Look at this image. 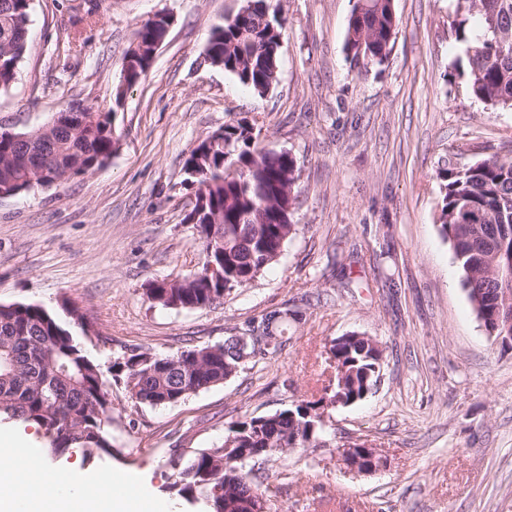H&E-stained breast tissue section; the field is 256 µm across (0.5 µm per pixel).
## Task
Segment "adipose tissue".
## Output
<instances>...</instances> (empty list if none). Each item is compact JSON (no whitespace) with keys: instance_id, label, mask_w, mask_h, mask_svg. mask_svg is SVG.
I'll return each instance as SVG.
<instances>
[{"instance_id":"obj_1","label":"adipose tissue","mask_w":512,"mask_h":512,"mask_svg":"<svg viewBox=\"0 0 512 512\" xmlns=\"http://www.w3.org/2000/svg\"><path fill=\"white\" fill-rule=\"evenodd\" d=\"M133 495L111 474L77 479L64 469H32L12 437L0 439V512H134Z\"/></svg>"}]
</instances>
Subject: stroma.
Segmentation results:
<instances>
[{
    "instance_id": "1",
    "label": "stroma",
    "mask_w": 512,
    "mask_h": 512,
    "mask_svg": "<svg viewBox=\"0 0 512 512\" xmlns=\"http://www.w3.org/2000/svg\"><path fill=\"white\" fill-rule=\"evenodd\" d=\"M356 0H281L279 81L265 95L205 58L213 25L242 0H31L27 49L0 93V126L37 128L74 99L114 110L108 164L48 189L0 199V304L75 308L102 369L133 346L172 354L222 342L228 328L289 306L288 344L265 365L164 407L136 408L109 387L115 451L51 459L40 431L9 421L37 466L81 479L131 480L138 512H206L172 491L180 448L221 443L225 429L322 395L325 347L356 331L384 349L368 397L330 410L328 448L297 449L273 512H512V349L487 336L438 230L442 176L512 157V110L466 91L456 0H395L398 27L380 63L353 60ZM174 24L122 103L112 94L140 26ZM234 118L255 123L256 150L298 170L297 231L278 262L223 302L192 312L154 306L148 282L188 273L201 245L185 217L195 190L188 151ZM342 264L332 268L329 254ZM363 440L384 463L346 472L340 446Z\"/></svg>"
}]
</instances>
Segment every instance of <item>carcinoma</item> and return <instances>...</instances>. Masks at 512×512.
<instances>
[{
    "mask_svg": "<svg viewBox=\"0 0 512 512\" xmlns=\"http://www.w3.org/2000/svg\"><path fill=\"white\" fill-rule=\"evenodd\" d=\"M356 4L348 21L347 50L381 63L397 28L394 0ZM279 0H243L232 20L213 26L205 46L209 62L260 94L278 82L282 23ZM456 37L466 43V90L494 107L512 110V0H457ZM477 14L480 31L467 35L468 16ZM167 17L156 15L137 31L124 55L127 76L114 89L120 104L148 70L141 45L164 38ZM30 0H0V92L15 80L24 56ZM252 123L240 119L200 140L183 170L201 171L188 180L204 200L203 214L187 216L202 245L196 270L146 288L153 304L178 312L208 308L234 290L250 285L281 257L292 234L298 180L293 158L282 151H251ZM118 138L110 112H57L52 120L13 138L0 129V186L28 193L74 175L104 167ZM440 235L453 247L462 286L487 335L512 348V157L492 158L442 176ZM275 309L248 320L224 342L191 346L169 355L134 347L114 358L110 372L139 407L176 404L192 394L224 384L259 363L276 358L287 342L261 346L256 327L288 321ZM334 383L316 401H301L273 414L232 423L224 442L194 448L174 462L173 489L182 497L202 496L208 512H238L247 502L271 512L279 487L273 464L296 448L328 444L325 413L363 400L377 382L384 350L371 336L331 340ZM100 365L77 336L53 313L35 304H0V416L44 431L46 455L71 448L90 457L112 454V401Z\"/></svg>",
    "mask_w": 512,
    "mask_h": 512,
    "instance_id": "cac0c4a2",
    "label": "carcinoma"
}]
</instances>
